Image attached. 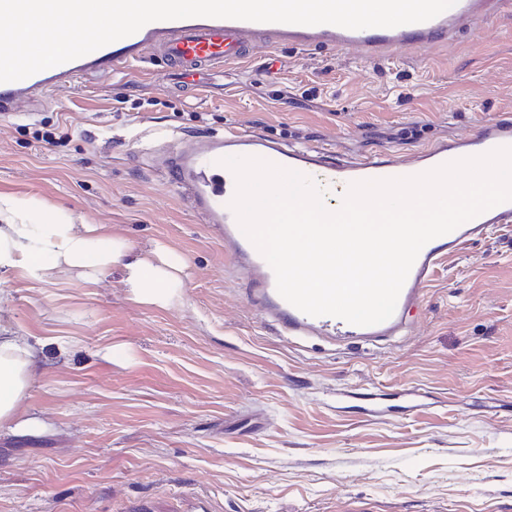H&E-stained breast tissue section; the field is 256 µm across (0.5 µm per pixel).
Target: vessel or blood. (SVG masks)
<instances>
[{
  "instance_id": "vessel-or-blood-1",
  "label": "vessel or blood",
  "mask_w": 512,
  "mask_h": 512,
  "mask_svg": "<svg viewBox=\"0 0 512 512\" xmlns=\"http://www.w3.org/2000/svg\"><path fill=\"white\" fill-rule=\"evenodd\" d=\"M503 3L504 0H457L453 7L424 22L360 30L331 24L309 26L206 17L154 21L72 61L19 81L1 82L0 114H11L20 99L74 86L93 69L125 73L130 63L149 61L154 52L183 80L251 58L259 37L274 48L284 44L352 48L370 61L426 50L447 44L457 31L479 30L499 14ZM505 146H512V117L508 115L481 123L469 136L434 141L406 157L380 152L347 159L327 146H294L260 132L225 130L192 137L182 148L162 150L154 157L153 167L161 181L223 244L233 267L245 280V293L256 314L274 326L280 336L295 342L319 339L334 346L373 344L392 342L405 335L415 324L425 290L440 265L467 245L483 239L494 226L511 224L512 200L426 243L401 289L393 315L376 325L357 326L333 316L305 314L278 293L273 270L240 229L230 207L236 179L230 169L221 165V158L258 157L311 178L325 175L330 183L347 187L358 181L418 175Z\"/></svg>"
}]
</instances>
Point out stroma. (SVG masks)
<instances>
[{"mask_svg": "<svg viewBox=\"0 0 512 512\" xmlns=\"http://www.w3.org/2000/svg\"><path fill=\"white\" fill-rule=\"evenodd\" d=\"M209 82L196 98L97 74L0 117L1 195L163 247L183 280L159 308L130 300L117 265L0 276V321L43 344L36 428L0 429V512H512V224L439 269L396 342L298 344L256 318L223 246L140 159L160 135L226 128L349 155L469 135L512 115V0L440 48L370 62L261 44Z\"/></svg>", "mask_w": 512, "mask_h": 512, "instance_id": "35a3bbf8", "label": "stroma"}]
</instances>
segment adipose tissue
Returning <instances> with one entry per match:
<instances>
[{
  "mask_svg": "<svg viewBox=\"0 0 512 512\" xmlns=\"http://www.w3.org/2000/svg\"><path fill=\"white\" fill-rule=\"evenodd\" d=\"M121 265L131 300L167 307L180 302L181 269L166 256L134 252L96 224H75L61 211L38 213L33 200L0 195V273L22 272L45 282L59 273L90 277ZM39 367L31 338L0 326V426L13 423Z\"/></svg>",
  "mask_w": 512,
  "mask_h": 512,
  "instance_id": "adipose-tissue-1",
  "label": "adipose tissue"
}]
</instances>
